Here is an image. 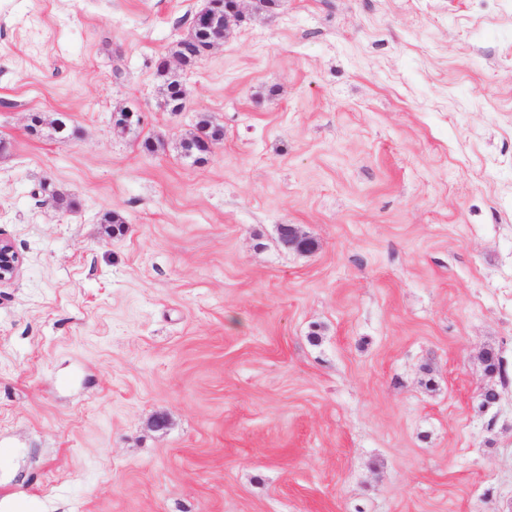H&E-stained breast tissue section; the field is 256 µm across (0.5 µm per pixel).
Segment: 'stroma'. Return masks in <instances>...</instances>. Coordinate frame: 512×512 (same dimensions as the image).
<instances>
[{
    "label": "stroma",
    "instance_id": "obj_1",
    "mask_svg": "<svg viewBox=\"0 0 512 512\" xmlns=\"http://www.w3.org/2000/svg\"><path fill=\"white\" fill-rule=\"evenodd\" d=\"M203 5L0 0V512H512V0ZM247 0H207V5L200 10L194 18V28H205L210 24L214 12H223V26L217 30L213 39L205 45H199L198 58L208 55L218 44L223 41L233 25L240 23L246 16V12L259 15L261 1L250 0L251 4H245ZM288 227V236L280 239L281 246L286 250H293L300 253L312 251L311 238L292 224H284ZM20 259L13 245L0 240V282L10 280L16 274Z\"/></svg>",
    "mask_w": 512,
    "mask_h": 512
}]
</instances>
